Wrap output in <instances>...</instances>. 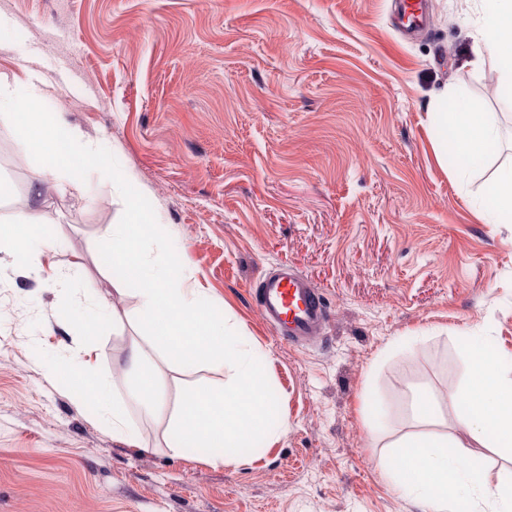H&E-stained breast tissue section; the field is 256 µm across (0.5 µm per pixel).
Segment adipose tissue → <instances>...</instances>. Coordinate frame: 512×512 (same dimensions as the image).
I'll return each mask as SVG.
<instances>
[{"label":"adipose tissue","mask_w":512,"mask_h":512,"mask_svg":"<svg viewBox=\"0 0 512 512\" xmlns=\"http://www.w3.org/2000/svg\"><path fill=\"white\" fill-rule=\"evenodd\" d=\"M477 56H489L500 73V91L512 99V0H483ZM432 122L443 150L459 171L481 168L498 143L496 127L481 100L440 94L431 104ZM470 375L453 395L451 419H444L434 394L415 388L406 404L411 432L394 440L400 467L380 455L378 468L398 493L419 502L423 512H512V365L485 341L468 339ZM132 378L125 390L111 387L83 362L69 376L75 402L90 404L113 430L123 432L130 447H138L128 432L131 409L152 417L165 402L152 375L145 370L139 340L124 347ZM449 431H442V424Z\"/></svg>","instance_id":"adipose-tissue-1"}]
</instances>
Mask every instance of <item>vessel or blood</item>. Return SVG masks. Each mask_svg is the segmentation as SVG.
Listing matches in <instances>:
<instances>
[{
	"instance_id": "b4317fda",
	"label": "vessel or blood",
	"mask_w": 512,
	"mask_h": 512,
	"mask_svg": "<svg viewBox=\"0 0 512 512\" xmlns=\"http://www.w3.org/2000/svg\"><path fill=\"white\" fill-rule=\"evenodd\" d=\"M397 20L410 32L429 26L425 0H398ZM254 296L263 318L294 340L317 335L328 317L324 296L285 262L262 275Z\"/></svg>"
}]
</instances>
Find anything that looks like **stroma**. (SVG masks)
<instances>
[{
  "instance_id": "35a3bbf8",
  "label": "stroma",
  "mask_w": 512,
  "mask_h": 512,
  "mask_svg": "<svg viewBox=\"0 0 512 512\" xmlns=\"http://www.w3.org/2000/svg\"><path fill=\"white\" fill-rule=\"evenodd\" d=\"M394 0H0L14 29L0 72L35 73L45 105L133 172L187 256L192 287L223 306L261 354L286 434L223 462L175 454L167 436L185 381L213 369L156 360L166 407L131 412V448L72 401L66 370L93 347L126 388L122 352L140 297L97 249L124 211L110 180H47L0 122V217L30 195L56 249L45 281L0 258V512H422L382 476L381 444L409 429L405 401L430 386L444 416L469 377L460 332L512 355V224L485 217L486 187L512 164V101L494 62L473 68L482 0H429L432 29L405 40ZM481 99L499 131L485 165L457 173L429 116L433 94ZM288 262L319 290L328 323L295 344L253 290ZM108 301L89 336L59 304ZM416 337L405 346L406 337Z\"/></svg>"
}]
</instances>
